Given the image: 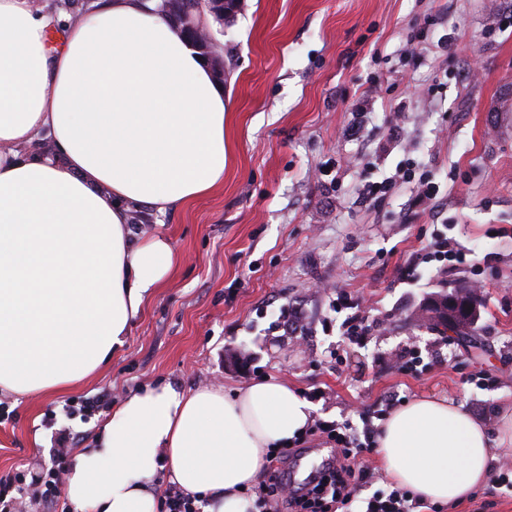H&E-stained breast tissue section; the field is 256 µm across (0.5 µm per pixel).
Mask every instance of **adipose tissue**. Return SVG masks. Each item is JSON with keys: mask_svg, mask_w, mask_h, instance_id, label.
Wrapping results in <instances>:
<instances>
[{"mask_svg": "<svg viewBox=\"0 0 512 512\" xmlns=\"http://www.w3.org/2000/svg\"><path fill=\"white\" fill-rule=\"evenodd\" d=\"M52 24L32 0H0V394L17 396L92 376L172 273L170 241L135 236L130 208L224 183V92L149 0H94L56 47ZM314 410L279 380L144 387L77 456L73 512H157L161 472L206 512H254L247 489ZM511 446L512 409L491 427L421 397L386 417L376 452L396 486L455 512Z\"/></svg>", "mask_w": 512, "mask_h": 512, "instance_id": "obj_1", "label": "adipose tissue"}]
</instances>
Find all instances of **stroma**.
Wrapping results in <instances>:
<instances>
[{
    "mask_svg": "<svg viewBox=\"0 0 512 512\" xmlns=\"http://www.w3.org/2000/svg\"><path fill=\"white\" fill-rule=\"evenodd\" d=\"M198 21L224 67V184L162 214L131 210L135 232L170 237L176 267L94 375L0 395V476L48 470L65 435L70 455L93 447L113 405L146 385L271 377L311 395L318 420L363 426L394 394L494 422L512 406V0H240L232 18ZM417 32L428 48L414 62ZM410 169L438 185L434 206H415ZM390 177L382 202L359 197ZM441 236L467 265L436 260ZM462 283L484 300L468 342L421 319ZM342 294L371 323L356 343L333 309ZM103 392L110 406L86 411ZM504 476L494 467L457 512H512Z\"/></svg>",
    "mask_w": 512,
    "mask_h": 512,
    "instance_id": "1",
    "label": "stroma"
}]
</instances>
